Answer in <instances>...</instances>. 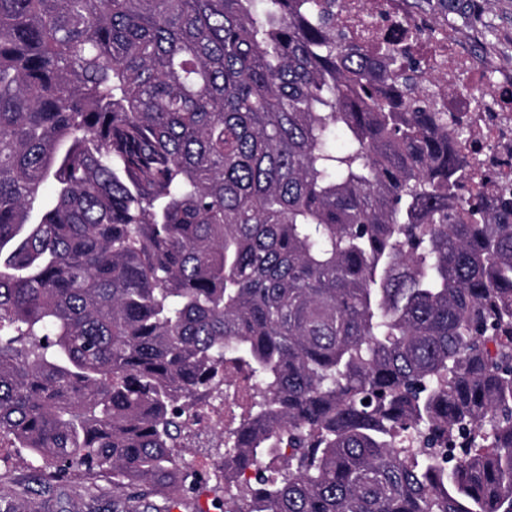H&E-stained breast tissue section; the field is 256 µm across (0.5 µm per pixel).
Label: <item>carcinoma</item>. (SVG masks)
Instances as JSON below:
<instances>
[{
    "instance_id": "1",
    "label": "carcinoma",
    "mask_w": 512,
    "mask_h": 512,
    "mask_svg": "<svg viewBox=\"0 0 512 512\" xmlns=\"http://www.w3.org/2000/svg\"><path fill=\"white\" fill-rule=\"evenodd\" d=\"M394 53L336 0H0V445L46 489L172 512L243 371L196 512H512V197ZM365 3H367L365 0H339L340 6L336 8V25L343 27L347 24L350 35L358 36L357 24L363 15ZM246 382L241 380L239 387L237 385L232 386L231 392L224 402V405L210 407L205 412L204 417L201 421L196 424L197 428L212 430L218 421L224 422V425L234 422L237 418V410H240V404L242 403V395L244 394V387Z\"/></svg>"
}]
</instances>
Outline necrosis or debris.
Segmentation results:
<instances>
[{"label": "necrosis or debris", "mask_w": 512, "mask_h": 512, "mask_svg": "<svg viewBox=\"0 0 512 512\" xmlns=\"http://www.w3.org/2000/svg\"><path fill=\"white\" fill-rule=\"evenodd\" d=\"M377 36L403 25L430 52L414 50L410 63L426 81L449 72L455 91L437 99L443 112H463L469 127L471 172L486 199L512 193V73L490 57L476 56L470 43L451 25L434 21L428 10L415 11L410 0H376Z\"/></svg>", "instance_id": "1"}]
</instances>
